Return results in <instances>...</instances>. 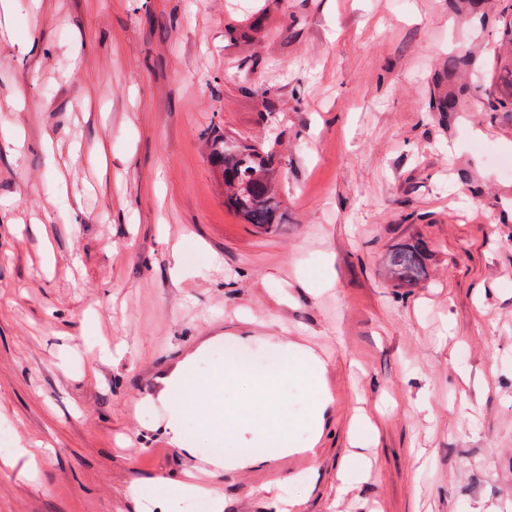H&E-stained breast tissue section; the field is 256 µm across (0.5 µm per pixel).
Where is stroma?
I'll use <instances>...</instances> for the list:
<instances>
[{
  "label": "stroma",
  "mask_w": 512,
  "mask_h": 512,
  "mask_svg": "<svg viewBox=\"0 0 512 512\" xmlns=\"http://www.w3.org/2000/svg\"><path fill=\"white\" fill-rule=\"evenodd\" d=\"M512 0H9L0 12V512H512ZM274 146L282 222L206 130ZM427 276L397 299L392 247ZM272 357L292 463L196 479L155 384ZM113 356L98 353L101 343ZM327 356L318 379L294 357ZM319 428L305 422L318 403Z\"/></svg>",
  "instance_id": "1"
}]
</instances>
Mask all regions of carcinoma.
Segmentation results:
<instances>
[{
    "label": "carcinoma",
    "mask_w": 512,
    "mask_h": 512,
    "mask_svg": "<svg viewBox=\"0 0 512 512\" xmlns=\"http://www.w3.org/2000/svg\"><path fill=\"white\" fill-rule=\"evenodd\" d=\"M209 161L224 191V206L246 224L268 229L278 223L280 208L278 154L271 148L220 133L209 134ZM396 288H409L425 274L424 250L406 244L392 250L386 260Z\"/></svg>",
    "instance_id": "carcinoma-1"
}]
</instances>
